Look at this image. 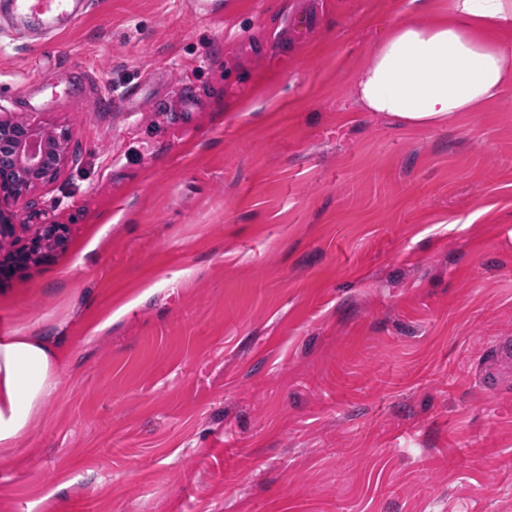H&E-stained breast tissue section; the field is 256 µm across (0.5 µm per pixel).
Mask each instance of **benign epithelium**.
Instances as JSON below:
<instances>
[{"instance_id":"1","label":"benign epithelium","mask_w":512,"mask_h":512,"mask_svg":"<svg viewBox=\"0 0 512 512\" xmlns=\"http://www.w3.org/2000/svg\"><path fill=\"white\" fill-rule=\"evenodd\" d=\"M69 130L0 117V205L22 202L32 189L52 181L66 158ZM65 224H37L24 243L0 260V281L17 269L51 260L68 251Z\"/></svg>"}]
</instances>
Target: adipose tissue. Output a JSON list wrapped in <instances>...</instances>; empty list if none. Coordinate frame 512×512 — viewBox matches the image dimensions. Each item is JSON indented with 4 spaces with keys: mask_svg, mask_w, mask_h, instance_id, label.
Segmentation results:
<instances>
[{
    "mask_svg": "<svg viewBox=\"0 0 512 512\" xmlns=\"http://www.w3.org/2000/svg\"><path fill=\"white\" fill-rule=\"evenodd\" d=\"M512 0H449L446 16L394 24L355 80L367 111L415 127L455 121L512 91ZM60 353L42 336H0V447L17 448L59 394Z\"/></svg>",
    "mask_w": 512,
    "mask_h": 512,
    "instance_id": "ef3b65f1",
    "label": "adipose tissue"
}]
</instances>
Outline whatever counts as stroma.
I'll return each instance as SVG.
<instances>
[{
    "mask_svg": "<svg viewBox=\"0 0 512 512\" xmlns=\"http://www.w3.org/2000/svg\"><path fill=\"white\" fill-rule=\"evenodd\" d=\"M447 12L88 0L46 31L0 0V108L72 132L0 240L71 236L0 282V327L67 354L0 512H512V94L434 128L354 96Z\"/></svg>",
    "mask_w": 512,
    "mask_h": 512,
    "instance_id": "1",
    "label": "stroma"
}]
</instances>
